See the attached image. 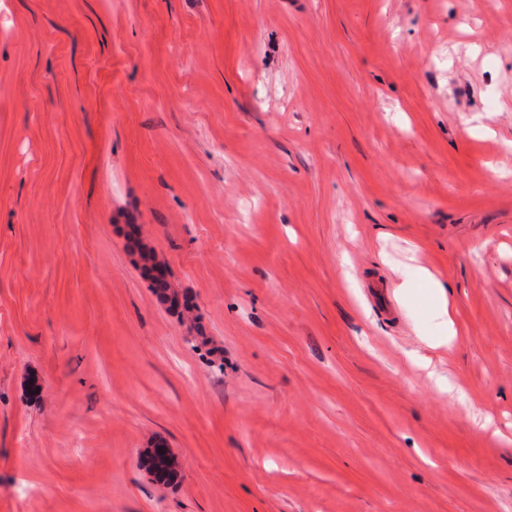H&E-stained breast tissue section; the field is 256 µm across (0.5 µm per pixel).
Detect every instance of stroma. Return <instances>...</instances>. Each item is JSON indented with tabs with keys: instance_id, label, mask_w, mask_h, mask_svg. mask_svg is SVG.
Wrapping results in <instances>:
<instances>
[{
	"instance_id": "stroma-1",
	"label": "stroma",
	"mask_w": 512,
	"mask_h": 512,
	"mask_svg": "<svg viewBox=\"0 0 512 512\" xmlns=\"http://www.w3.org/2000/svg\"><path fill=\"white\" fill-rule=\"evenodd\" d=\"M0 512H512V0H0ZM422 278L426 280L431 288H435L439 294L438 304L436 307V318L438 319L439 326L442 332V339L438 346H447L448 349L452 346V341L454 336H457V331L454 325L453 317L451 314V309L448 301V297L445 296V287L441 282L437 281V279L427 270H422L420 272Z\"/></svg>"
}]
</instances>
